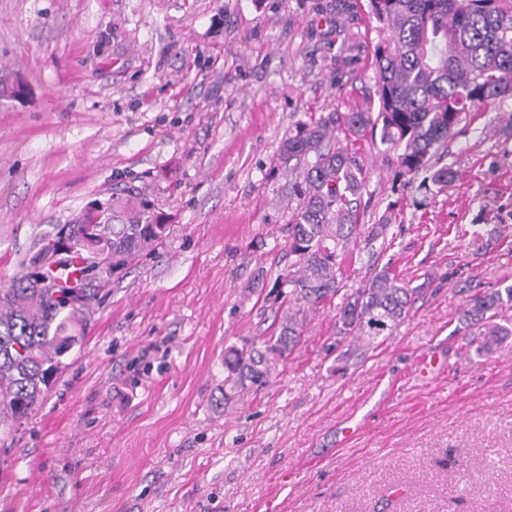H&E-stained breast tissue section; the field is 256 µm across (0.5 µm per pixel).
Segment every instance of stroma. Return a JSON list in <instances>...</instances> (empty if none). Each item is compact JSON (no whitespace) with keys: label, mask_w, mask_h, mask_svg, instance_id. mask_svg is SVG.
Returning a JSON list of instances; mask_svg holds the SVG:
<instances>
[{"label":"stroma","mask_w":512,"mask_h":512,"mask_svg":"<svg viewBox=\"0 0 512 512\" xmlns=\"http://www.w3.org/2000/svg\"><path fill=\"white\" fill-rule=\"evenodd\" d=\"M327 2L0 0V81L21 88L0 95V287L113 188L171 219L95 281L82 342L0 425V512H512V335L480 356L459 322L512 285V101L456 128L459 178L427 201L354 145L366 219L393 207L388 255L419 296L354 357L335 306L307 311L264 384L224 397L228 349L285 310L281 141L374 93V21L329 23Z\"/></svg>","instance_id":"stroma-1"}]
</instances>
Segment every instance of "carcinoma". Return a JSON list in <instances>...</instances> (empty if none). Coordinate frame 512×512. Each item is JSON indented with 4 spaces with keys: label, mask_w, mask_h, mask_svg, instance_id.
<instances>
[{
    "label": "carcinoma",
    "mask_w": 512,
    "mask_h": 512,
    "mask_svg": "<svg viewBox=\"0 0 512 512\" xmlns=\"http://www.w3.org/2000/svg\"><path fill=\"white\" fill-rule=\"evenodd\" d=\"M379 40L371 65L377 101L363 100L348 112H330L299 122L283 140L281 160L304 162L297 184L298 204L288 230V251L299 274L280 275L298 309L285 318L268 349L292 352L302 339L299 314L341 298L336 305L338 334L371 344L405 318L418 289L386 264L376 267L359 288L343 290V271L355 262L351 244L379 243L384 253L392 215L375 224L362 221L367 172L335 132L350 141L379 134L385 152L394 154L397 179L430 194L457 177L445 162L448 138L481 107L512 99V0H367ZM138 216L125 224L121 194L96 208L91 222L98 237L88 241L82 226L69 225V245L54 265L38 252L28 272L0 288V415L26 419L43 398L60 358L84 336L95 298L89 281L121 272L149 254L168 235L170 225L152 200L142 197ZM112 252V265L89 271L87 253ZM512 303V285L469 297L462 318L484 328L476 349H492L512 331L497 323ZM265 355L253 345L224 356V385L231 393L263 380Z\"/></svg>",
    "instance_id": "obj_1"
}]
</instances>
